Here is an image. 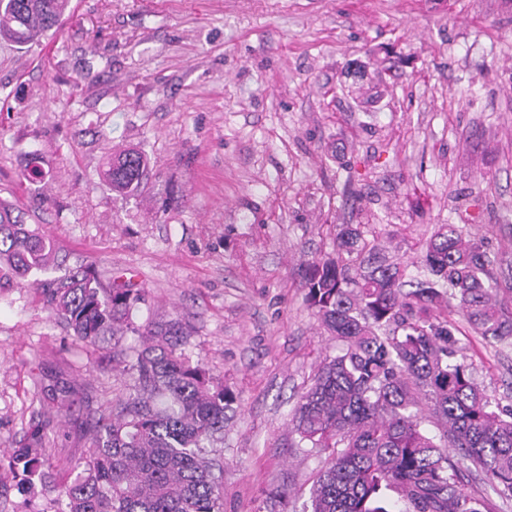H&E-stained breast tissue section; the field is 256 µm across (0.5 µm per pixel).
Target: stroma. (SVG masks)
Masks as SVG:
<instances>
[{"label": "stroma", "mask_w": 512, "mask_h": 512, "mask_svg": "<svg viewBox=\"0 0 512 512\" xmlns=\"http://www.w3.org/2000/svg\"><path fill=\"white\" fill-rule=\"evenodd\" d=\"M149 168L113 193L109 157ZM43 179L27 177L31 168ZM0 201L67 267L144 289L236 395L224 512H304L320 468L289 413L337 342L304 301L309 263L353 225L412 263L437 225L495 254L512 311V0H76L40 42L0 38ZM449 319L479 383L512 396V347ZM42 291L0 289V445L43 418L47 375L89 409L54 412L45 469L69 480L87 411L122 389Z\"/></svg>", "instance_id": "35a3bbf8"}]
</instances>
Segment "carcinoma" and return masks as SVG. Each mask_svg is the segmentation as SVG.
<instances>
[{"label": "carcinoma", "mask_w": 512, "mask_h": 512, "mask_svg": "<svg viewBox=\"0 0 512 512\" xmlns=\"http://www.w3.org/2000/svg\"><path fill=\"white\" fill-rule=\"evenodd\" d=\"M67 7L68 0H0V37L36 42ZM146 171L144 155L126 150L112 155L105 177L113 192L127 195ZM421 265L422 274H408L355 227L338 235L336 258L306 271L305 301L339 344L290 413L297 447L324 455L311 512H390L391 492L401 512H482V501L460 485L463 461L512 498V405L487 394L458 328L434 314L453 307L472 334L512 345V312L497 300L493 260L481 242L441 224ZM60 266L52 239L0 202V288ZM47 302L81 347L112 339V371L127 392L110 401L108 413H87L88 452L69 482L47 484L40 430L10 449L18 490L41 485L36 512H224L222 468L210 449L224 439L235 397L191 360L182 324H136L142 291L107 288L90 265L55 281ZM129 334L142 346H125ZM47 395L59 409L83 403L65 383ZM430 418L433 431L424 426Z\"/></svg>", "instance_id": "carcinoma-1"}]
</instances>
